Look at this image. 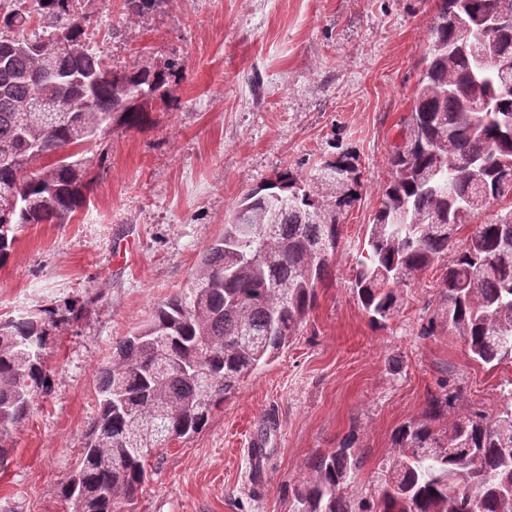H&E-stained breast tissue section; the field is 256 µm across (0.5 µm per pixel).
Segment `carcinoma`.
I'll list each match as a JSON object with an SVG mask.
<instances>
[{
  "label": "carcinoma",
  "instance_id": "cac0c4a2",
  "mask_svg": "<svg viewBox=\"0 0 512 512\" xmlns=\"http://www.w3.org/2000/svg\"><path fill=\"white\" fill-rule=\"evenodd\" d=\"M94 0H13L0 8V264L29 224H64L92 188L78 158L115 129H140L156 94H173L179 64L116 70L94 46ZM129 16L162 0H122ZM500 0H440L415 87L407 145L391 154L393 179L369 225L354 266L357 300L374 323L391 319L400 290L440 267L448 330L473 358L496 366L512 347V209L482 224L464 201L486 206L512 197V95L499 96L512 70L474 60L466 27ZM73 49L61 69L38 83L45 51L58 33ZM28 41L21 52L10 37ZM90 112L48 113L41 124L24 107L35 93ZM46 163L33 169L30 163ZM338 170L345 194L317 174L284 170L248 189L203 252L185 286L157 304L150 320L115 342L97 372L98 413L83 455L61 497L74 512H119L148 478L146 463L167 444L200 433L213 410L255 370L273 363L313 310L331 276L341 239L338 212L359 197L355 155L323 161ZM463 249L448 256L461 228ZM56 310L46 307L0 323V457L9 430L30 413L52 378L43 361ZM451 396L432 394L423 417L396 429L399 448L388 482L369 506L348 492L356 469L350 441L316 455L302 479L284 485L290 512H512V388L492 412L439 420Z\"/></svg>",
  "mask_w": 512,
  "mask_h": 512
}]
</instances>
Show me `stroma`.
<instances>
[{
    "instance_id": "1",
    "label": "stroma",
    "mask_w": 512,
    "mask_h": 512,
    "mask_svg": "<svg viewBox=\"0 0 512 512\" xmlns=\"http://www.w3.org/2000/svg\"><path fill=\"white\" fill-rule=\"evenodd\" d=\"M439 0H165L133 18L95 0L94 41L118 70L180 62L174 98H154L149 128L117 129L84 153L92 190L66 224H34L0 265V317L59 308L44 352L53 375L0 461V512H69L60 488L98 412L96 371L112 344L182 288L247 188L286 169L309 173L352 150L362 186L342 217L330 280L291 346L214 410L199 434L149 463L122 512H288L282 484L351 439L352 495L371 500L396 454L394 431L429 394L455 389V413L495 410L512 359H472L449 332L435 270L403 288L395 316L371 323L353 294L354 259L392 177ZM263 487L249 443L265 418Z\"/></svg>"
}]
</instances>
